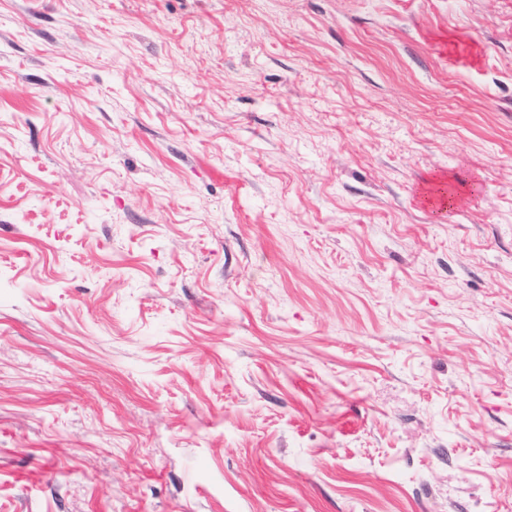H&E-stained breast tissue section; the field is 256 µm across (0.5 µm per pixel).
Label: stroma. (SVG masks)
<instances>
[{
	"instance_id": "1",
	"label": "stroma",
	"mask_w": 512,
	"mask_h": 512,
	"mask_svg": "<svg viewBox=\"0 0 512 512\" xmlns=\"http://www.w3.org/2000/svg\"><path fill=\"white\" fill-rule=\"evenodd\" d=\"M512 512V0H0V512Z\"/></svg>"
}]
</instances>
